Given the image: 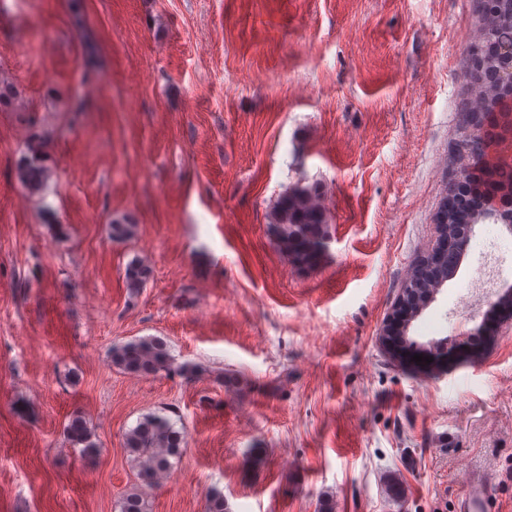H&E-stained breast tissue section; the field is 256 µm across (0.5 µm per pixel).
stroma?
Segmentation results:
<instances>
[{
	"mask_svg": "<svg viewBox=\"0 0 512 512\" xmlns=\"http://www.w3.org/2000/svg\"><path fill=\"white\" fill-rule=\"evenodd\" d=\"M479 8L0 0V512H119L141 486L125 434L153 413L185 445L150 512L215 492L224 512H455L471 474L512 512V232L476 224L409 323L417 349L453 340L440 367L380 339L437 243ZM36 133L52 177L32 196L15 161ZM311 184L327 222L307 264L271 216ZM490 252L503 275L476 301ZM146 336L194 379L113 365ZM76 414L92 457L66 438ZM124 276L127 288L132 291H139L150 279L151 270L140 260L132 259L125 267Z\"/></svg>",
	"mask_w": 512,
	"mask_h": 512,
	"instance_id": "1",
	"label": "stroma"
}]
</instances>
